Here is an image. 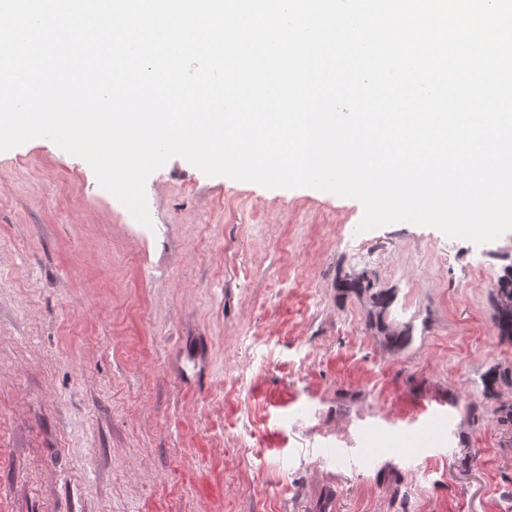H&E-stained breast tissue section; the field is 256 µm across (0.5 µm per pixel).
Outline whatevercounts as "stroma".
<instances>
[{
    "mask_svg": "<svg viewBox=\"0 0 512 512\" xmlns=\"http://www.w3.org/2000/svg\"><path fill=\"white\" fill-rule=\"evenodd\" d=\"M151 226L46 138L0 152V512H512V232L359 231L361 203L175 157ZM368 272L410 325L384 347ZM494 309L500 338L512 341V265H508L498 279ZM338 288L345 292H353L357 295H366L367 302L370 306L369 316L373 320L375 318V326L378 332L384 338V344L391 350L402 349L411 341L412 335L409 326H405L400 331L389 329L384 324L383 316L391 305V295L380 288H374L371 278L366 272H361L351 278L340 281Z\"/></svg>",
    "mask_w": 512,
    "mask_h": 512,
    "instance_id": "35a3bbf8",
    "label": "stroma"
}]
</instances>
